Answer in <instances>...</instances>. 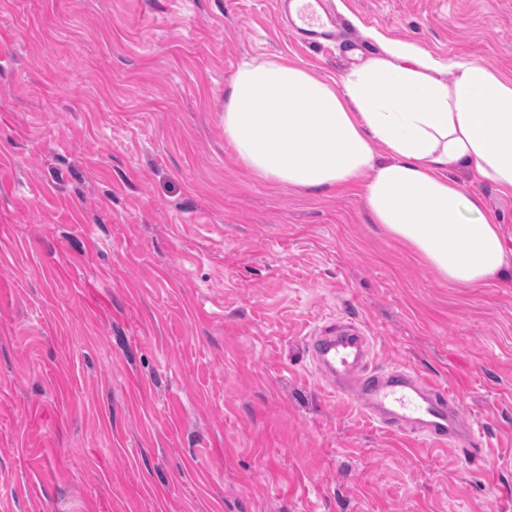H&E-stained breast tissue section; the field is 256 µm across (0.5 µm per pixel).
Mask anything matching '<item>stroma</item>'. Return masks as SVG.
<instances>
[{"instance_id":"1","label":"stroma","mask_w":512,"mask_h":512,"mask_svg":"<svg viewBox=\"0 0 512 512\" xmlns=\"http://www.w3.org/2000/svg\"><path fill=\"white\" fill-rule=\"evenodd\" d=\"M0 0V512H512V270L442 281L359 186L251 177L242 61L339 78L400 41L512 76V0ZM512 248V197L462 170ZM362 320L375 367L453 388L475 458L384 431L306 351ZM290 19L292 32L318 44L336 40V23L325 7V0H279Z\"/></svg>"}]
</instances>
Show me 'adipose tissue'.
Returning <instances> with one entry per match:
<instances>
[{"label":"adipose tissue","instance_id":"adipose-tissue-1","mask_svg":"<svg viewBox=\"0 0 512 512\" xmlns=\"http://www.w3.org/2000/svg\"><path fill=\"white\" fill-rule=\"evenodd\" d=\"M224 141L259 179L310 192L363 185L374 223L448 283L512 268L500 226L448 172L512 195V78L391 42L336 80L280 57L243 62L224 90Z\"/></svg>","mask_w":512,"mask_h":512}]
</instances>
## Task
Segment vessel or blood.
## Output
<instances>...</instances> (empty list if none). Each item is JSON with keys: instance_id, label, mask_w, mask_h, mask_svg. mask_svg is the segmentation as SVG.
Returning a JSON list of instances; mask_svg holds the SVG:
<instances>
[{"instance_id": "obj_1", "label": "vessel or blood", "mask_w": 512, "mask_h": 512, "mask_svg": "<svg viewBox=\"0 0 512 512\" xmlns=\"http://www.w3.org/2000/svg\"><path fill=\"white\" fill-rule=\"evenodd\" d=\"M292 32L325 44L336 39V23L325 0H279ZM310 359L337 394H354L363 409L387 430L425 438L437 446L461 445L483 453V428L462 422L458 400L447 389L405 367H370L371 344L363 324L344 318L312 332Z\"/></svg>"}]
</instances>
